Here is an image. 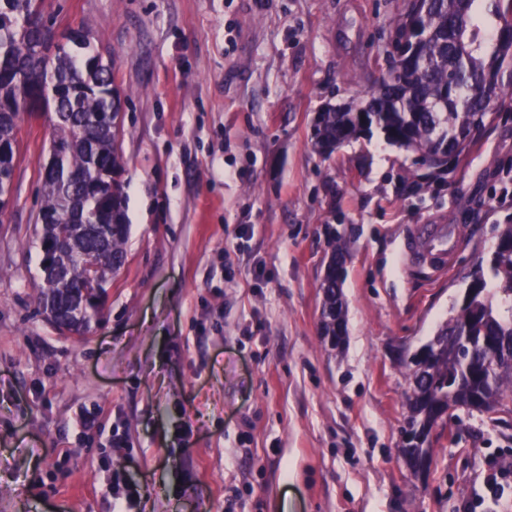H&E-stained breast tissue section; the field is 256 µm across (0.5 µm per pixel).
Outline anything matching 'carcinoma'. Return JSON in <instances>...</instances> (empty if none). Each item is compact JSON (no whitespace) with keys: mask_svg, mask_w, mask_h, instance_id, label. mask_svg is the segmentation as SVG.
<instances>
[{"mask_svg":"<svg viewBox=\"0 0 512 512\" xmlns=\"http://www.w3.org/2000/svg\"><path fill=\"white\" fill-rule=\"evenodd\" d=\"M506 24L512 25V0H408L397 27L405 47L369 96L318 112L313 148L329 156L375 127L432 170H446L512 94V38L500 36ZM79 28L80 42L55 45L54 24L39 0H0V202L12 197L18 129L31 120L26 103L38 97L53 138L39 208L50 222L36 232L37 302L71 333L84 332L97 315L80 307L85 258H93L108 284L126 264L129 230L114 61L101 38L84 23ZM343 250L338 235L321 285L326 334L336 332V318L344 315L336 284ZM492 340L512 342V222L502 225L495 248L424 344L438 351L429 370L403 363L407 427H432L444 407L489 414L507 406L512 364L495 367L486 359L484 345ZM397 452L412 468L421 454L433 457L434 448L404 439Z\"/></svg>","mask_w":512,"mask_h":512,"instance_id":"cac0c4a2","label":"carcinoma"}]
</instances>
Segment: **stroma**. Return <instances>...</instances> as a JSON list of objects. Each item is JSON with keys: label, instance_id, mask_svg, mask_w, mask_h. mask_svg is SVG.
I'll list each match as a JSON object with an SVG mask.
<instances>
[{"label": "stroma", "instance_id": "stroma-1", "mask_svg": "<svg viewBox=\"0 0 512 512\" xmlns=\"http://www.w3.org/2000/svg\"><path fill=\"white\" fill-rule=\"evenodd\" d=\"M406 3L43 0L112 53L130 231L99 318L50 323L33 217L52 127L23 123L0 215V512H116L129 482L128 512H491L512 412H456L415 481L397 352L432 337L512 218V102L437 176L378 134L311 146L316 113L385 66ZM438 219L465 227L447 265L403 266ZM331 225L339 353L321 335Z\"/></svg>", "mask_w": 512, "mask_h": 512}]
</instances>
